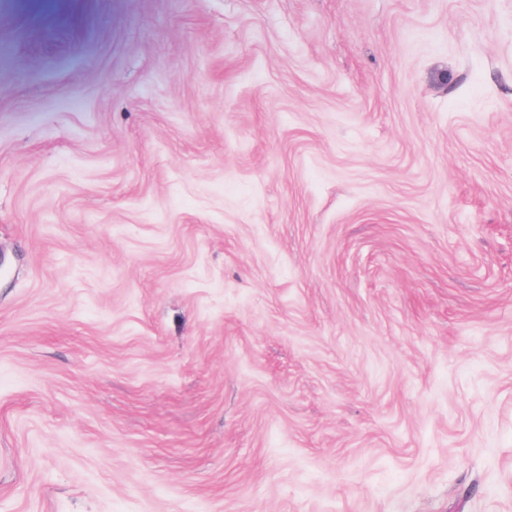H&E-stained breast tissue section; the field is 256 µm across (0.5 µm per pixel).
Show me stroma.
Segmentation results:
<instances>
[{"label":"stroma","mask_w":512,"mask_h":512,"mask_svg":"<svg viewBox=\"0 0 512 512\" xmlns=\"http://www.w3.org/2000/svg\"><path fill=\"white\" fill-rule=\"evenodd\" d=\"M0 512H512V0H0Z\"/></svg>","instance_id":"obj_1"}]
</instances>
